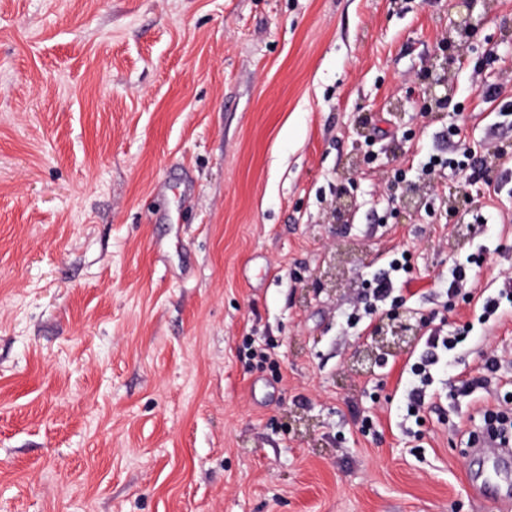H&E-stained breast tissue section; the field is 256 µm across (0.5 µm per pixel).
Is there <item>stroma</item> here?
Here are the masks:
<instances>
[{"label": "stroma", "instance_id": "35a3bbf8", "mask_svg": "<svg viewBox=\"0 0 512 512\" xmlns=\"http://www.w3.org/2000/svg\"><path fill=\"white\" fill-rule=\"evenodd\" d=\"M452 4L0 0V512H501L467 440L512 411V0L426 118ZM467 151L489 182L443 170L397 215L398 172ZM398 250L403 309L469 330L419 424L424 339L351 369Z\"/></svg>", "mask_w": 512, "mask_h": 512}]
</instances>
